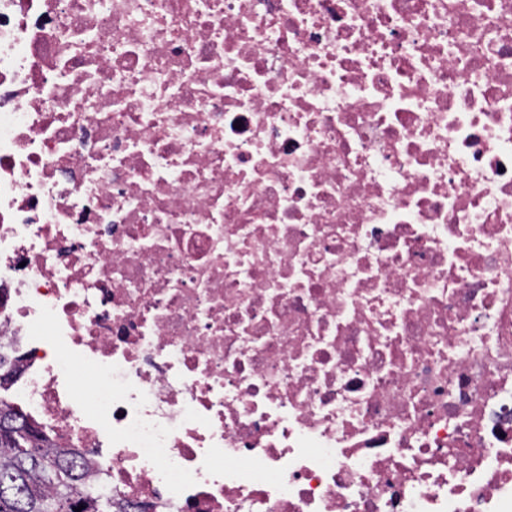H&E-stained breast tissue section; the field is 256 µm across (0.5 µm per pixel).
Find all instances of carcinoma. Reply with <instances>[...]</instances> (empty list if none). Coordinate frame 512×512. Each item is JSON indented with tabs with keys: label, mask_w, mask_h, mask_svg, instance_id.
<instances>
[{
	"label": "carcinoma",
	"mask_w": 512,
	"mask_h": 512,
	"mask_svg": "<svg viewBox=\"0 0 512 512\" xmlns=\"http://www.w3.org/2000/svg\"><path fill=\"white\" fill-rule=\"evenodd\" d=\"M14 418L28 421L20 409L0 398V426ZM10 443L0 445V512H51L61 500L81 512H101L86 493L87 473L74 467L73 453L56 447L39 431L21 426Z\"/></svg>",
	"instance_id": "obj_1"
}]
</instances>
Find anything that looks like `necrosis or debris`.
<instances>
[{"mask_svg": "<svg viewBox=\"0 0 512 512\" xmlns=\"http://www.w3.org/2000/svg\"><path fill=\"white\" fill-rule=\"evenodd\" d=\"M13 346L125 512H512V0H0Z\"/></svg>", "mask_w": 512, "mask_h": 512, "instance_id": "obj_1", "label": "necrosis or debris"}]
</instances>
